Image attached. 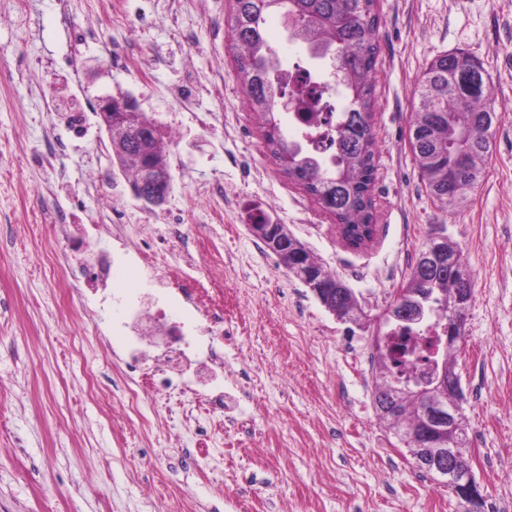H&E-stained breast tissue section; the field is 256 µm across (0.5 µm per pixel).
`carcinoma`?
<instances>
[{
  "mask_svg": "<svg viewBox=\"0 0 512 512\" xmlns=\"http://www.w3.org/2000/svg\"><path fill=\"white\" fill-rule=\"evenodd\" d=\"M294 10L307 29L306 45L321 46L322 57L333 59L336 90L346 104L336 110L331 136L336 154L326 163L288 139L276 122L275 111L285 93L269 76L276 54L265 31L266 16ZM380 17L376 0H234L232 48L237 51L236 77L248 92L251 110L266 125L267 149L277 158L292 157L288 177L301 185L342 226L345 240L360 245L375 231L371 185L378 152L372 126L374 74L379 57L377 31ZM417 103L409 125V143L427 190L436 200L452 205L466 197L487 174L493 153V129L498 113L483 64L463 51L444 53L424 68L417 80ZM155 121L146 117L143 128L132 135L128 157H138L146 143L152 155L162 152L153 138ZM453 265L425 280L409 275L404 288L430 309L439 321L462 329L468 303L456 300V279L470 269L461 250L451 242ZM432 339L403 331L390 351L377 357L375 388L389 379L424 384L430 377ZM427 398L404 396L398 418L405 424L410 454L423 453L417 431L424 421Z\"/></svg>",
  "mask_w": 512,
  "mask_h": 512,
  "instance_id": "cac0c4a2",
  "label": "carcinoma"
}]
</instances>
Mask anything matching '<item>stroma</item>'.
Here are the masks:
<instances>
[{
	"instance_id": "stroma-1",
	"label": "stroma",
	"mask_w": 512,
	"mask_h": 512,
	"mask_svg": "<svg viewBox=\"0 0 512 512\" xmlns=\"http://www.w3.org/2000/svg\"><path fill=\"white\" fill-rule=\"evenodd\" d=\"M25 2L20 18L16 0H0V512H465L372 405L374 324L435 224L474 275L456 357L472 472L485 512H512V0H377L375 233L358 248L267 150L235 77L231 0H121L108 21L97 0ZM64 12L96 42L71 47ZM111 47L128 66L110 63ZM455 50L482 62L500 120L485 178L451 208L421 181L408 128L419 75ZM68 57L78 79L51 69ZM125 94L182 133L165 144L172 195L152 210L113 169L99 117L72 140L48 109ZM259 211L344 279L370 325L340 321L289 276L247 227ZM79 224L132 256L150 241L123 285L165 290L175 311L188 285L223 289L217 343L240 405L216 428L212 459L197 458V404L155 411L144 430L111 322L71 320V307L100 301L67 279Z\"/></svg>"
}]
</instances>
